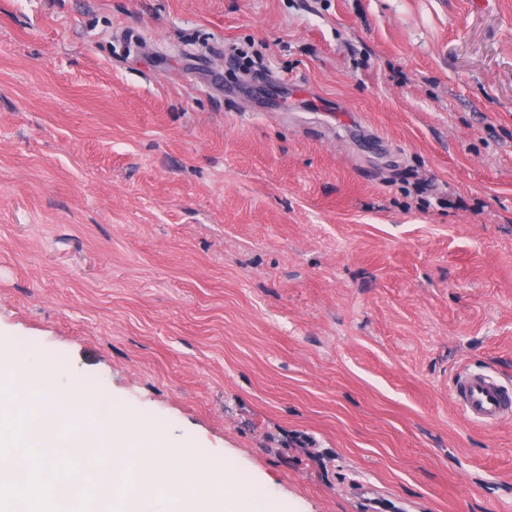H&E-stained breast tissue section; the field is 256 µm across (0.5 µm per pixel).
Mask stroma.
Instances as JSON below:
<instances>
[{
	"instance_id": "35a3bbf8",
	"label": "stroma",
	"mask_w": 512,
	"mask_h": 512,
	"mask_svg": "<svg viewBox=\"0 0 512 512\" xmlns=\"http://www.w3.org/2000/svg\"><path fill=\"white\" fill-rule=\"evenodd\" d=\"M0 352L274 512H512V0H0ZM452 402L470 421L484 427L512 419V388L495 373L467 369L451 389Z\"/></svg>"
}]
</instances>
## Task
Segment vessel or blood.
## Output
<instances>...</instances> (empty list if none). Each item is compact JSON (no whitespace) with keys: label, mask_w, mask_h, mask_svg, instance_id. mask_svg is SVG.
Here are the masks:
<instances>
[{"label":"vessel or blood","mask_w":512,"mask_h":512,"mask_svg":"<svg viewBox=\"0 0 512 512\" xmlns=\"http://www.w3.org/2000/svg\"><path fill=\"white\" fill-rule=\"evenodd\" d=\"M452 401L470 421L494 427L512 419V386L487 370H465L458 374Z\"/></svg>","instance_id":"b4317fda"}]
</instances>
